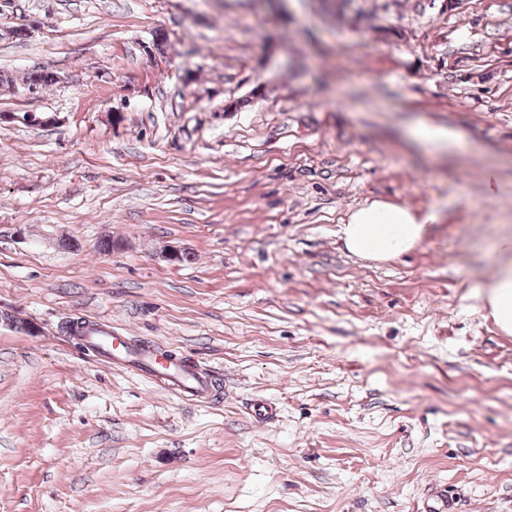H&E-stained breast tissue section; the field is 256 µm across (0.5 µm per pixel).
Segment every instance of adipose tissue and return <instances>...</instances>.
Returning <instances> with one entry per match:
<instances>
[{
	"instance_id": "adipose-tissue-1",
	"label": "adipose tissue",
	"mask_w": 512,
	"mask_h": 512,
	"mask_svg": "<svg viewBox=\"0 0 512 512\" xmlns=\"http://www.w3.org/2000/svg\"><path fill=\"white\" fill-rule=\"evenodd\" d=\"M428 231L427 220L410 210L374 201L352 213L341 227L347 249L365 260L384 262L413 250ZM488 301L496 324L512 333V261L502 264L489 285Z\"/></svg>"
}]
</instances>
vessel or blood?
Segmentation results:
<instances>
[{
    "label": "vessel or blood",
    "instance_id": "vessel-or-blood-1",
    "mask_svg": "<svg viewBox=\"0 0 512 512\" xmlns=\"http://www.w3.org/2000/svg\"><path fill=\"white\" fill-rule=\"evenodd\" d=\"M89 345L92 350L105 355H122L124 362L146 376H166L179 388L185 399L202 398L210 386L209 379L195 375L173 352L151 343L132 344L128 337L111 328H102L93 333Z\"/></svg>",
    "mask_w": 512,
    "mask_h": 512
}]
</instances>
